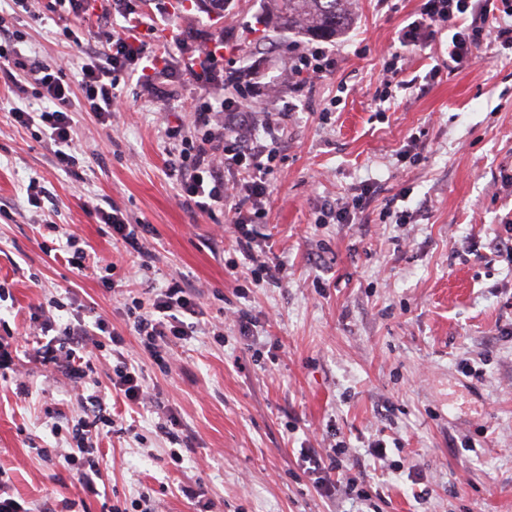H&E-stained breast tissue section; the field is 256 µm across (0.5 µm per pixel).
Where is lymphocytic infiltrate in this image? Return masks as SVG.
Wrapping results in <instances>:
<instances>
[{
  "instance_id": "obj_1",
  "label": "lymphocytic infiltrate",
  "mask_w": 512,
  "mask_h": 512,
  "mask_svg": "<svg viewBox=\"0 0 512 512\" xmlns=\"http://www.w3.org/2000/svg\"><path fill=\"white\" fill-rule=\"evenodd\" d=\"M118 14L122 22L108 34L105 47L87 51L81 80L76 85L66 73V62L43 63L23 54L16 43L0 45V71L11 76L10 84L0 90V112L25 128L40 123L60 169H70L75 162L72 112L85 110L103 118L110 116L121 101L118 86L125 65L140 64L137 81L147 94L167 92L171 70L167 54L148 50L140 41L128 37L129 31L145 26V15L130 7L119 9ZM421 16L429 26L452 27L448 56L458 64L483 61L485 45L512 44V0H424ZM30 84L38 87L40 98L47 102L35 114L15 102ZM253 123L251 113L243 111L238 101L215 97L203 102L193 110L194 137L183 138L179 155L171 164L181 175L182 197L193 202L200 212L222 213L225 223L239 232L263 219L267 177L273 173L278 156L279 121H266L267 137L261 141L251 136ZM228 169L243 174L239 201L234 205L227 202L224 172ZM201 313L200 303L178 281L171 282L149 301L133 299L128 310L134 332L143 336L145 346L158 361L163 358L162 350L169 338L186 336L188 318ZM40 330L45 334L52 330L59 333L57 348H46L45 359L79 378L92 372L82 356L87 346L99 348L108 342L118 348L123 343L119 333L111 331L101 318L90 324L81 319L60 328L48 316ZM88 400L91 412L78 421L77 448L60 456L59 461L64 467L75 469L84 495L95 496L102 479L95 445L108 421L101 414L99 395L90 394ZM345 456L346 449L341 444L322 455L302 449V461L315 474V487L321 496L335 495L337 485L329 474L342 470Z\"/></svg>"
}]
</instances>
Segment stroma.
<instances>
[{"instance_id": "35a3bbf8", "label": "stroma", "mask_w": 512, "mask_h": 512, "mask_svg": "<svg viewBox=\"0 0 512 512\" xmlns=\"http://www.w3.org/2000/svg\"><path fill=\"white\" fill-rule=\"evenodd\" d=\"M157 16L137 30L168 47L174 71L208 44L224 45L214 83L147 97L122 79L109 120L72 115L71 171L54 164L39 126L0 120V470L30 512L77 501L76 512H195L181 492L204 493L211 512H358L345 494L320 497L299 449L344 442L376 496L368 512H512V266L493 244L512 222V48L492 44L481 65L448 57L451 30L422 22L423 0H358L346 31L319 41L273 28L265 0H131ZM27 56L48 61L68 42L53 20L10 14ZM322 48L336 67L293 90L284 62ZM406 56L402 77L387 70ZM239 101L262 120L287 113L270 175L264 223L236 232L178 195L170 162L193 132L188 109L206 94ZM51 193L43 220L65 225L134 297L180 280L202 302L191 336L164 363L145 350L128 308L101 273L72 268L30 220L24 192ZM363 197L352 223H317L323 209ZM116 204L150 225L140 259L90 214ZM406 223H399L400 213ZM280 265L275 280L243 268ZM62 302L60 322L96 311L141 370L144 403L112 396L111 350L79 379L41 358L38 309ZM257 323L244 347L234 320ZM25 379L28 395L17 394ZM100 390L116 425L101 440L105 493L81 498L57 457L74 448L86 398ZM178 425L176 439L160 426ZM389 449L374 459L375 441ZM178 446L180 460L169 457Z\"/></svg>"}]
</instances>
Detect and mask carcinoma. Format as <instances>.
<instances>
[{"label":"carcinoma","instance_id":"carcinoma-1","mask_svg":"<svg viewBox=\"0 0 512 512\" xmlns=\"http://www.w3.org/2000/svg\"><path fill=\"white\" fill-rule=\"evenodd\" d=\"M282 30H298L323 40L340 35L349 23V0H268Z\"/></svg>","mask_w":512,"mask_h":512}]
</instances>
